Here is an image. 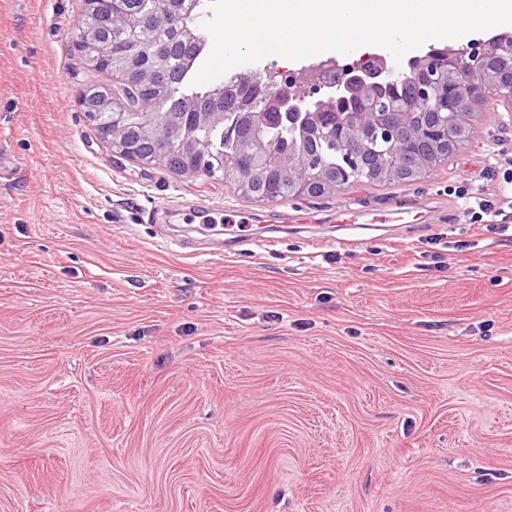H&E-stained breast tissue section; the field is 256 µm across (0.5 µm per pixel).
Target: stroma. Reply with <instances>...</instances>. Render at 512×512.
<instances>
[{
	"mask_svg": "<svg viewBox=\"0 0 512 512\" xmlns=\"http://www.w3.org/2000/svg\"><path fill=\"white\" fill-rule=\"evenodd\" d=\"M83 10L0 0V512H512V112L421 179L259 201L112 152ZM395 199L424 224L332 241ZM194 202L250 241L180 247Z\"/></svg>",
	"mask_w": 512,
	"mask_h": 512,
	"instance_id": "35a3bbf8",
	"label": "stroma"
}]
</instances>
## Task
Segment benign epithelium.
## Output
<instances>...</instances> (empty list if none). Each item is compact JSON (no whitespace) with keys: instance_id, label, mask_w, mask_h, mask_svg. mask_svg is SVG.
<instances>
[{"instance_id":"benign-epithelium-1","label":"benign epithelium","mask_w":512,"mask_h":512,"mask_svg":"<svg viewBox=\"0 0 512 512\" xmlns=\"http://www.w3.org/2000/svg\"><path fill=\"white\" fill-rule=\"evenodd\" d=\"M194 5L193 0H172L167 14L155 18L154 23L169 25L182 10ZM76 44L84 64L93 68L104 66L112 74L106 102L111 121L101 138L110 144L113 153L149 167H165L177 159L180 173L195 176L193 158L200 149L199 138L184 130L175 114L161 110L163 97L149 101L144 96L145 85L168 83L164 52L155 49L149 68L134 70L128 56L112 53L96 41L88 28L81 29ZM489 61L496 62L501 71L512 73V36L476 41L458 49H432L415 57L409 66L417 71L418 77L412 79L408 95L393 99L384 100L378 92L401 81L403 65L378 54L365 55L308 88L298 86L295 79L271 84L257 73L235 75L229 81L249 86L254 99L263 105L261 111L244 115L248 133L239 142L240 155L261 169L276 164L281 180L272 183L261 174H247L233 159L224 161V180L233 182L250 197L273 202L279 200L284 189L295 197H317L336 187L401 176L404 171L396 166L397 153L412 154L422 142L429 145V155L416 159L415 168L446 160L445 146L457 138L459 130L475 133L471 120L475 102L499 96L512 104V86L505 88L484 75ZM350 99L357 101L356 107L344 117L336 116L349 170L336 174L324 169L313 171L303 153L285 158L272 153L273 143L284 138L299 122L316 136L327 135L323 113L337 111L339 102ZM417 102L427 103L430 111L441 115V123L413 128L411 117ZM131 118L136 119L140 136L159 149L143 155L124 138ZM372 132L389 138L388 156L377 159L372 167H362L357 163L359 149Z\"/></svg>"}]
</instances>
